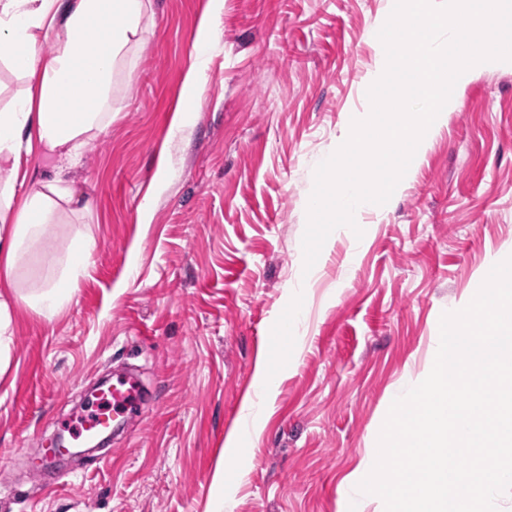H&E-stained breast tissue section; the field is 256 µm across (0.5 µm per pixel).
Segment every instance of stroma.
<instances>
[{"label":"stroma","instance_id":"1","mask_svg":"<svg viewBox=\"0 0 512 512\" xmlns=\"http://www.w3.org/2000/svg\"><path fill=\"white\" fill-rule=\"evenodd\" d=\"M394 0H224L221 44L187 97L207 0H150L112 76V122L64 168L33 148L28 182L61 177L88 206L48 227L13 278L0 366V512H336L398 388L417 383L443 313L512 254V62L474 70L415 177L370 236L339 231L311 271L302 237L314 170L367 111L370 31ZM150 223L140 221L142 206ZM98 247L46 320L25 302L68 241ZM302 314L288 341L279 317ZM279 377L246 424L259 358ZM149 393L123 435L36 475L31 459L103 377ZM240 434L232 473L227 436Z\"/></svg>","mask_w":512,"mask_h":512}]
</instances>
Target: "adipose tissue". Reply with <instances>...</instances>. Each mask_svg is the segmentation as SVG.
<instances>
[{
	"label": "adipose tissue",
	"instance_id": "1",
	"mask_svg": "<svg viewBox=\"0 0 512 512\" xmlns=\"http://www.w3.org/2000/svg\"><path fill=\"white\" fill-rule=\"evenodd\" d=\"M224 0H210L194 41L186 74L187 94H196L212 52L221 42ZM145 0H0V61L34 83L0 111V269L12 274L21 258L39 247L47 226L80 201L61 178L27 184L23 165L32 143L78 163L89 139L112 120V75L142 31ZM53 39L52 51L42 42ZM26 185L17 197L18 185ZM93 236L77 237L59 277L32 293L37 314L52 318L72 296L69 279L96 250Z\"/></svg>",
	"mask_w": 512,
	"mask_h": 512
}]
</instances>
